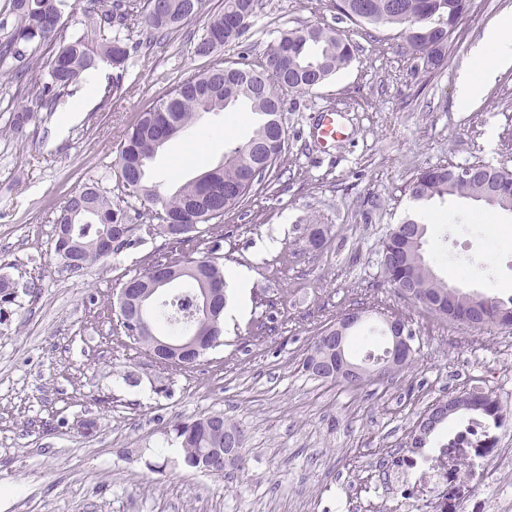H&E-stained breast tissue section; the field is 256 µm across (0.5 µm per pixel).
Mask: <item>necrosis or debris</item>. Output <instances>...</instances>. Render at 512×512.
<instances>
[{
  "label": "necrosis or debris",
  "mask_w": 512,
  "mask_h": 512,
  "mask_svg": "<svg viewBox=\"0 0 512 512\" xmlns=\"http://www.w3.org/2000/svg\"><path fill=\"white\" fill-rule=\"evenodd\" d=\"M506 460L512 461V448L501 447L498 435L473 419L454 430L435 452L405 449L393 462L391 484L401 496L416 500L419 512H456L451 500L457 485L476 488L478 501L484 503L511 493L498 479Z\"/></svg>",
  "instance_id": "4bbe7bcc"
}]
</instances>
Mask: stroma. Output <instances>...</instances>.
Instances as JSON below:
<instances>
[{
    "instance_id": "35a3bbf8",
    "label": "stroma",
    "mask_w": 512,
    "mask_h": 512,
    "mask_svg": "<svg viewBox=\"0 0 512 512\" xmlns=\"http://www.w3.org/2000/svg\"><path fill=\"white\" fill-rule=\"evenodd\" d=\"M221 0L166 37L142 17L120 36L129 57L120 99L103 103L111 64L100 63L93 96L76 86L23 133L0 115V274L22 285L0 323V512H389L375 494L418 416L437 400L478 386L512 414V330L465 328L416 308L385 282L381 246L412 212L419 173L482 162L512 170V69L467 107L461 73L485 32L512 17V0H472L427 66L398 29L356 25L335 0H262L247 32L209 57L194 53ZM333 28L355 47L351 64L325 84L284 98V150L253 197L198 236L221 238L225 268L251 273L246 312L224 321V343L189 368L164 367L118 325L123 284L164 238L142 236L93 266L72 271L55 251V218L66 198L92 184L131 223H153L150 203L116 176L121 140L142 112L183 78L224 61L257 66L286 31ZM84 104L76 121L70 109ZM335 113L349 138L326 144L315 128ZM235 125L202 114L150 164L174 192L224 160L254 130L239 105ZM433 217L425 258L448 285L512 297V212L448 196ZM325 235L309 242L314 227ZM366 310L350 353H382L363 337L388 315L406 318L415 359L391 378L348 387L302 368L314 336L349 309ZM210 413L241 427L243 470L224 479L185 466L173 426Z\"/></svg>"
}]
</instances>
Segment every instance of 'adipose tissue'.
Listing matches in <instances>:
<instances>
[{
	"mask_svg": "<svg viewBox=\"0 0 512 512\" xmlns=\"http://www.w3.org/2000/svg\"><path fill=\"white\" fill-rule=\"evenodd\" d=\"M474 69L460 76L456 88L459 105H467L481 92L495 73L512 67V23L487 31L474 52Z\"/></svg>",
	"mask_w": 512,
	"mask_h": 512,
	"instance_id": "ef3b65f1",
	"label": "adipose tissue"
}]
</instances>
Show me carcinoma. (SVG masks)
Returning <instances> with one entry per match:
<instances>
[{
	"mask_svg": "<svg viewBox=\"0 0 512 512\" xmlns=\"http://www.w3.org/2000/svg\"><path fill=\"white\" fill-rule=\"evenodd\" d=\"M58 2L12 0L14 21L7 39L0 41V66L9 67L15 76L13 97L30 101V105L12 111L5 122L17 134L36 119L38 110L51 107L69 94L70 88L101 62H109L117 69L103 98L109 102L121 98L128 53L124 40L112 29L125 26L133 9L143 15L152 32L166 36L199 16L204 6V0H134L132 6L125 0H83L84 12L101 36L98 41L84 34L66 35ZM258 3L259 0H222L221 10L211 17L206 33L197 42L195 54L205 58L216 48L238 40L248 30ZM470 4L471 0H336V9L354 23L400 28L409 46L435 66L443 60L448 29L458 26ZM351 47L348 40L331 29L287 31L266 56L270 72L264 73L260 67L255 73L246 69L232 71L227 62L215 64L178 82L142 113L124 135L117 177L130 194L156 207V212L163 215V223H129L127 211L94 185L67 198L57 223L72 225L73 250L80 260L77 270L130 245L136 230L149 236L161 234L173 241L171 249L178 257L172 256L165 263L181 271L179 279L185 282L186 289L154 307L147 328L121 321L125 336L134 343L150 351L156 335L172 343L195 339L207 351L222 345L225 295L216 301V313L208 315L199 308L208 289L225 287L221 244L217 240L207 242L206 252L198 258L184 256V247L198 242L193 232L197 225L217 219L214 211L221 209L226 215L239 208L274 166L283 144H274L269 138L271 125L281 122L284 92L308 91L317 79L325 83L352 62ZM44 50L48 51L46 79L34 68V61ZM238 102L248 105L253 115L252 136L224 154L222 164L184 183L170 196L161 194L148 177L149 163L156 155L152 146L159 131L167 126L176 136L194 125L200 114L223 111ZM408 191L412 201L423 207L436 197L459 196L483 199L491 207L512 211V171L485 164L473 165L467 179L458 177L454 169L426 170L410 182ZM426 233L424 224L409 218L399 231L389 234L381 250L382 274L387 284L398 295L402 287H408L413 293L409 298L413 305L461 326H504L506 320L500 309L512 308V297L506 301L490 297L486 306L436 279L423 256ZM16 288L13 278L0 274V321L8 320L12 313ZM324 357L321 338L317 336L303 362L304 371L318 379L354 385L327 371L315 370L316 363ZM465 410L483 412L497 422L501 419L496 402L478 390L469 394ZM175 431L187 467L218 478L229 470L243 468V449L231 464L220 466L215 472L209 467L206 449L245 440L242 430L224 415H204L192 422H181L175 425Z\"/></svg>",
	"mask_w": 512,
	"mask_h": 512,
	"instance_id": "cac0c4a2",
	"label": "carcinoma"
}]
</instances>
